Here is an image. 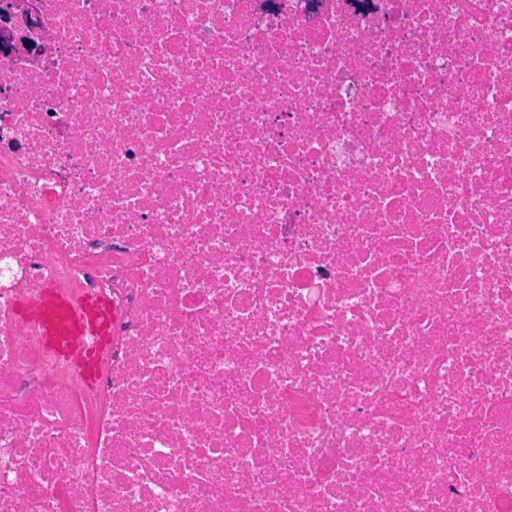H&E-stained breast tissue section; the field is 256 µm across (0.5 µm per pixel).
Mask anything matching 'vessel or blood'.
<instances>
[{"mask_svg": "<svg viewBox=\"0 0 512 512\" xmlns=\"http://www.w3.org/2000/svg\"><path fill=\"white\" fill-rule=\"evenodd\" d=\"M22 317L38 325L40 342L49 353L76 366L87 387L95 386L112 332V308L105 297L50 287L37 300L24 303Z\"/></svg>", "mask_w": 512, "mask_h": 512, "instance_id": "b4317fda", "label": "vessel or blood"}]
</instances>
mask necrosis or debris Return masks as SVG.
<instances>
[{"mask_svg":"<svg viewBox=\"0 0 512 512\" xmlns=\"http://www.w3.org/2000/svg\"><path fill=\"white\" fill-rule=\"evenodd\" d=\"M0 10V512H512V0ZM21 317L35 322L42 346L56 358L78 368L83 383H97L112 332V308L98 295L74 296L59 288H45L41 296L22 302ZM65 314L64 320L60 315Z\"/></svg>","mask_w":512,"mask_h":512,"instance_id":"obj_1","label":"necrosis or debris"}]
</instances>
